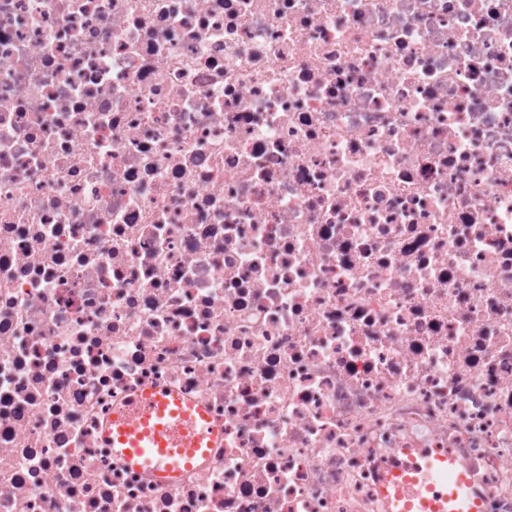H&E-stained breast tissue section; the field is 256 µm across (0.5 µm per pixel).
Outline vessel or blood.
Segmentation results:
<instances>
[{
  "label": "vessel or blood",
  "mask_w": 512,
  "mask_h": 512,
  "mask_svg": "<svg viewBox=\"0 0 512 512\" xmlns=\"http://www.w3.org/2000/svg\"><path fill=\"white\" fill-rule=\"evenodd\" d=\"M105 435L129 463L174 480L214 447L220 432L194 402L149 389L113 412ZM379 492L387 512H478L480 501L469 468L435 448L395 455Z\"/></svg>",
  "instance_id": "vessel-or-blood-1"
}]
</instances>
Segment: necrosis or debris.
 <instances>
[{"label":"necrosis or debris","mask_w":512,"mask_h":512,"mask_svg":"<svg viewBox=\"0 0 512 512\" xmlns=\"http://www.w3.org/2000/svg\"><path fill=\"white\" fill-rule=\"evenodd\" d=\"M163 388L223 438L104 441ZM512 512V0H0V512ZM104 435L129 463L175 480L195 458L207 456L205 448H214L222 432L194 402L149 389L112 413ZM467 466L437 448L396 454L379 480L386 512H477L480 493Z\"/></svg>","instance_id":"necrosis-or-debris-1"}]
</instances>
